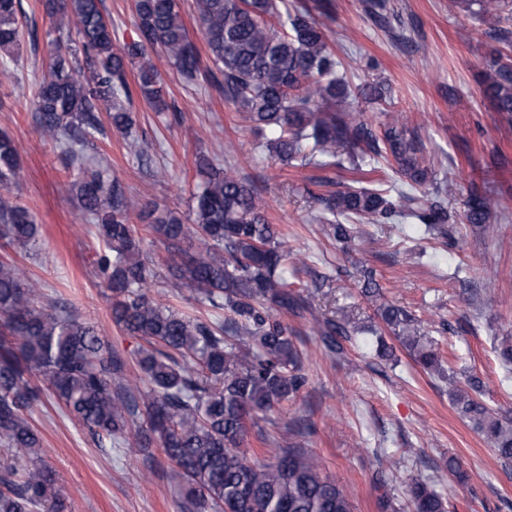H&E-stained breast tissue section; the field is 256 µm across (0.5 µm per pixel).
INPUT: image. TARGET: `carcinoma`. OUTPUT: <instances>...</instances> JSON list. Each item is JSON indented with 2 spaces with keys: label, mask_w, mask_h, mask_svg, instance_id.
<instances>
[{
  "label": "carcinoma",
  "mask_w": 512,
  "mask_h": 512,
  "mask_svg": "<svg viewBox=\"0 0 512 512\" xmlns=\"http://www.w3.org/2000/svg\"><path fill=\"white\" fill-rule=\"evenodd\" d=\"M202 38L224 100L244 114L256 148L285 165L312 166L316 220L341 248L358 224H399L411 219L424 232L451 238L456 216L433 187L422 148L396 117L373 129L358 102L382 99L378 85L352 87L337 74L339 62L321 17L330 0L288 9L276 0H195ZM468 16H512V0H455ZM58 36L35 82L31 111L69 173V192L94 224L102 244L97 268L110 292L112 321L146 346L136 357L138 375L112 352L96 328L64 306L43 301L42 288L14 262L0 261V444L13 461L0 464V512H63L53 472L42 463L43 441L32 423L42 402L33 377H44L66 412L97 437L114 444L133 433L140 445L156 443L184 475L179 494L187 512H352L336 480L305 448L288 444L260 459L244 448L248 424L299 393L305 383L301 356L277 314L301 316L308 296L285 276L298 264L257 204L254 190L230 167L196 160L200 181L192 218L154 207L149 222H130L133 206L110 165L89 154L94 135L131 133L132 92L127 63H138L137 88L162 110L161 74L152 59L160 50L185 79L199 70V53L182 22L177 0H135L138 39L116 46L99 0H45ZM21 0H0V61L16 59L23 37ZM480 91L497 112L512 115V64L497 53L486 63ZM385 161L405 178L389 190L336 188L338 168L362 169ZM19 156L0 132V239L25 251L39 242L41 225L13 199ZM494 201L473 190L466 222L487 225ZM155 235L167 252L168 276L196 300L224 311L205 321L163 306L150 288L155 272L143 255L141 232ZM192 241L191 250L183 243ZM362 295L428 374L443 373L437 343L407 310L381 301L375 272L361 270ZM332 353L352 331L332 320L316 322ZM512 369V336L494 346ZM452 386L456 413L486 441L499 460L512 463V419L482 400L483 382L466 376ZM413 512H447L423 479L407 489Z\"/></svg>",
  "instance_id": "obj_1"
}]
</instances>
